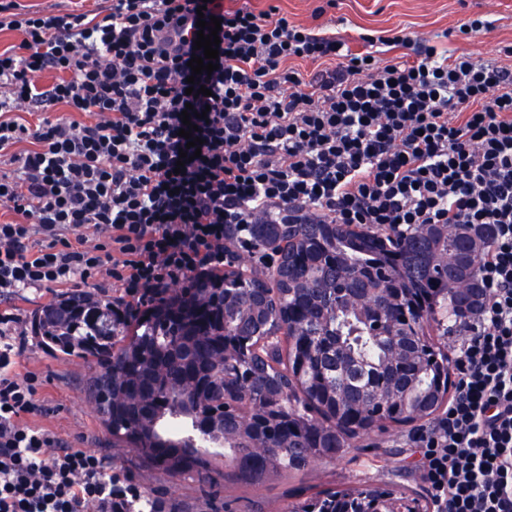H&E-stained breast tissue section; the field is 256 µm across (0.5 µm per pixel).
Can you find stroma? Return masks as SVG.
<instances>
[{
    "label": "stroma",
    "instance_id": "1",
    "mask_svg": "<svg viewBox=\"0 0 512 512\" xmlns=\"http://www.w3.org/2000/svg\"><path fill=\"white\" fill-rule=\"evenodd\" d=\"M253 8L276 5L291 21L321 27L345 37L352 51L363 48L361 34L394 36L399 32L430 41L451 52L470 53L474 58L512 69V57L500 54V46L512 44V0H250ZM481 15L492 29L467 39L456 37L459 25ZM57 288H27L0 297V315L17 316L27 350L16 368L18 375H34L41 413L27 416L29 424L55 432L74 448H91L108 460L136 469L129 448L113 446L112 435L89 401L87 383L100 372L93 356H74L44 345L32 330L38 308L60 296ZM421 424L394 427L383 435L359 439L345 457L317 463L295 477L270 475L260 485L243 486L217 482L203 488L185 476L172 479L154 476L146 485L169 499L177 512H201L205 495L229 502L234 512H284L287 505L336 487L380 486L417 499L424 512H435L422 479L416 438Z\"/></svg>",
    "mask_w": 512,
    "mask_h": 512
}]
</instances>
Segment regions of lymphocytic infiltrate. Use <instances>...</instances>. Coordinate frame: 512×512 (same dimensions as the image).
<instances>
[{
    "instance_id": "obj_1",
    "label": "lymphocytic infiltrate",
    "mask_w": 512,
    "mask_h": 512,
    "mask_svg": "<svg viewBox=\"0 0 512 512\" xmlns=\"http://www.w3.org/2000/svg\"><path fill=\"white\" fill-rule=\"evenodd\" d=\"M202 13L222 21L208 76L188 65ZM3 30L22 39L0 49V158L14 165L0 202L20 219L0 222V296L104 276L138 305L223 266L235 224L492 225L454 395L419 442L436 512H512L511 70L426 44L384 62L379 46L411 37L369 35L356 54L278 6L224 0H112L98 20L0 0ZM297 60L322 69L306 77ZM189 104L207 117L183 163ZM23 353L0 330V512H114L134 479L26 423L39 406Z\"/></svg>"
}]
</instances>
